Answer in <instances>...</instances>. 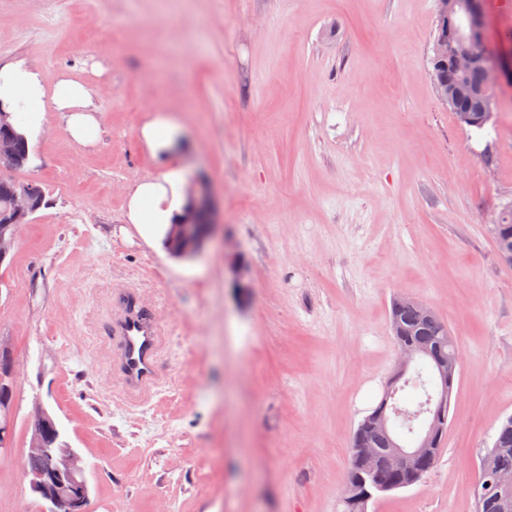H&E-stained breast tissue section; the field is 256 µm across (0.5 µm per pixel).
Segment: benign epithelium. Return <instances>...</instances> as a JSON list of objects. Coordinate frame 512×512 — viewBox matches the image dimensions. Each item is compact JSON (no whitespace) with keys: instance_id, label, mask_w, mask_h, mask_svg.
I'll use <instances>...</instances> for the list:
<instances>
[{"instance_id":"7a95c632","label":"benign epithelium","mask_w":512,"mask_h":512,"mask_svg":"<svg viewBox=\"0 0 512 512\" xmlns=\"http://www.w3.org/2000/svg\"><path fill=\"white\" fill-rule=\"evenodd\" d=\"M482 0H467L465 10V30L473 41H482L485 29L482 15ZM492 58L465 51L456 57V65L467 69L475 63L486 61V86L495 92L498 85L512 81V52L503 57L498 48H491ZM27 154L23 138L16 133L8 121V115L0 112V164L8 167L24 165ZM37 190L30 184H22L10 196L9 204L0 216V262H4L13 250L17 231L14 225L23 223L31 213L38 209ZM195 224H215L213 209L208 194L202 189H193L189 205L180 223L173 225L172 240L179 245L191 243L192 229ZM399 360L394 379L403 377L412 364L420 358L431 361L435 376L442 381L440 394L435 399L439 411L434 420L426 426L416 440L409 446L403 445L395 437L385 414L373 413L360 424L359 431L370 429L387 436V448H371L364 445L362 454L368 468L387 453L393 466L399 470H410L416 475L426 471L427 460L433 455L438 439L443 432L441 411L447 403L448 379L456 375L460 364V355L456 347H450L448 355H443L437 347H426L413 343L398 344ZM17 374V363L11 350L0 339V439L6 440L11 426V399ZM31 438L29 449L23 458L24 475L29 480L31 491L43 502V512H86L89 487L85 476V465L78 452L63 440L53 417L43 408L35 409L30 421ZM392 489L390 485H374L361 478L355 487H345L344 494L357 491V497L369 501L373 493H383ZM478 506H493L501 512L512 507V467L501 466L491 473L488 479L479 480Z\"/></svg>"}]
</instances>
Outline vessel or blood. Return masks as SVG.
I'll return each mask as SVG.
<instances>
[{"label": "vessel or blood", "instance_id": "b4317fda", "mask_svg": "<svg viewBox=\"0 0 512 512\" xmlns=\"http://www.w3.org/2000/svg\"><path fill=\"white\" fill-rule=\"evenodd\" d=\"M117 313L112 320L113 359L127 394L139 396L158 383L161 329L158 321L140 305L124 295L113 300Z\"/></svg>", "mask_w": 512, "mask_h": 512}]
</instances>
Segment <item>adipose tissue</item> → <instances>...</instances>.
I'll list each match as a JSON object with an SVG mask.
<instances>
[{"mask_svg":"<svg viewBox=\"0 0 512 512\" xmlns=\"http://www.w3.org/2000/svg\"><path fill=\"white\" fill-rule=\"evenodd\" d=\"M0 108L26 114L20 131L30 141L37 137L48 112L63 113L77 142L88 145L97 138L92 87L67 76L45 85L40 73L21 60L0 66ZM127 197L128 220L142 238L152 246L168 247L170 226L179 220L186 205L181 170L164 167L157 176L130 186Z\"/></svg>","mask_w":512,"mask_h":512,"instance_id":"adipose-tissue-1","label":"adipose tissue"}]
</instances>
